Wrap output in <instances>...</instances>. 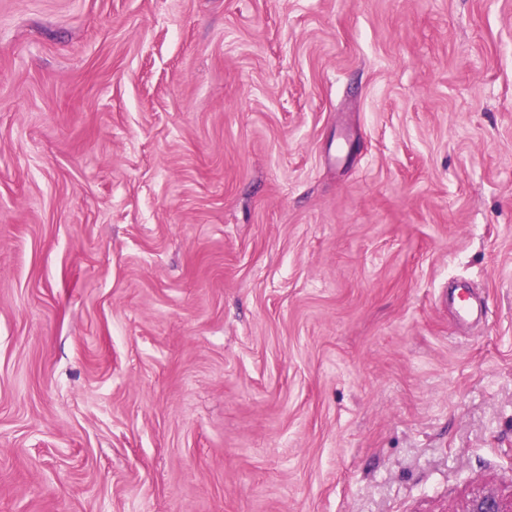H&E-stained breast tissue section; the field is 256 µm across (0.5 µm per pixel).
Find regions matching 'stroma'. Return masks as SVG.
Segmentation results:
<instances>
[{
  "mask_svg": "<svg viewBox=\"0 0 512 512\" xmlns=\"http://www.w3.org/2000/svg\"><path fill=\"white\" fill-rule=\"evenodd\" d=\"M484 488L512 495V0H0V512Z\"/></svg>",
  "mask_w": 512,
  "mask_h": 512,
  "instance_id": "stroma-1",
  "label": "stroma"
}]
</instances>
